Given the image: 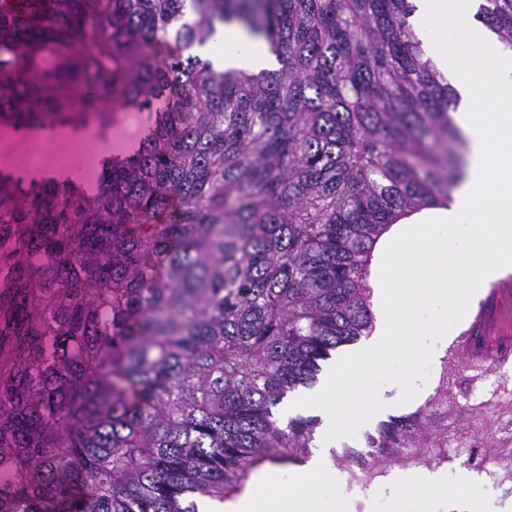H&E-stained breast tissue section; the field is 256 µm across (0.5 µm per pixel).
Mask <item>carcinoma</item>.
<instances>
[{
	"label": "carcinoma",
	"mask_w": 512,
	"mask_h": 512,
	"mask_svg": "<svg viewBox=\"0 0 512 512\" xmlns=\"http://www.w3.org/2000/svg\"><path fill=\"white\" fill-rule=\"evenodd\" d=\"M409 0H0V125L146 114L95 182L0 173V512H197L318 419L273 408L371 335L372 250L461 180L455 88ZM478 18L512 50V0ZM236 21L281 63L184 55ZM432 397L343 445L347 489L395 465L490 474L512 397L475 416L457 350Z\"/></svg>",
	"instance_id": "1"
}]
</instances>
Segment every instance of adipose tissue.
<instances>
[{
  "mask_svg": "<svg viewBox=\"0 0 512 512\" xmlns=\"http://www.w3.org/2000/svg\"><path fill=\"white\" fill-rule=\"evenodd\" d=\"M411 2L409 22L425 58L461 94L454 118L468 142L465 177L449 204L398 217L376 242L368 283L378 331L300 402L322 418V449L288 487L268 483L240 502H207L203 512H280L283 502L289 512H322L307 478L330 476L337 432L390 411L373 392L374 374L391 361H412L419 353L412 337L447 336L470 301L512 272V51L476 19V0ZM195 52L221 71L277 66L267 44L235 23ZM434 305L439 313L425 318Z\"/></svg>",
  "mask_w": 512,
  "mask_h": 512,
  "instance_id": "1",
  "label": "adipose tissue"
}]
</instances>
